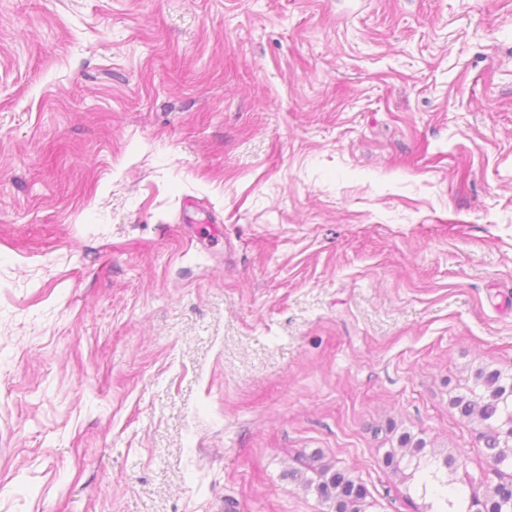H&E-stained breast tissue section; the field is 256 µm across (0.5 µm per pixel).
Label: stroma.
<instances>
[{
	"mask_svg": "<svg viewBox=\"0 0 512 512\" xmlns=\"http://www.w3.org/2000/svg\"><path fill=\"white\" fill-rule=\"evenodd\" d=\"M512 377V0H0V512H420ZM399 445L409 450L410 459L388 453L386 463L406 489L421 492L422 499H429L424 512H471L464 510L467 500L465 481L458 483L453 477L456 459L437 449L426 451L424 439H414L410 433H403ZM458 484H462L459 487ZM315 457L307 458L303 463L306 471L292 470L288 475L303 487L314 489L318 496L328 504V512H361L367 497L366 489L352 480L346 471L333 469L330 465H318ZM317 473L318 480L307 477V471Z\"/></svg>",
	"mask_w": 512,
	"mask_h": 512,
	"instance_id": "stroma-1",
	"label": "stroma"
}]
</instances>
